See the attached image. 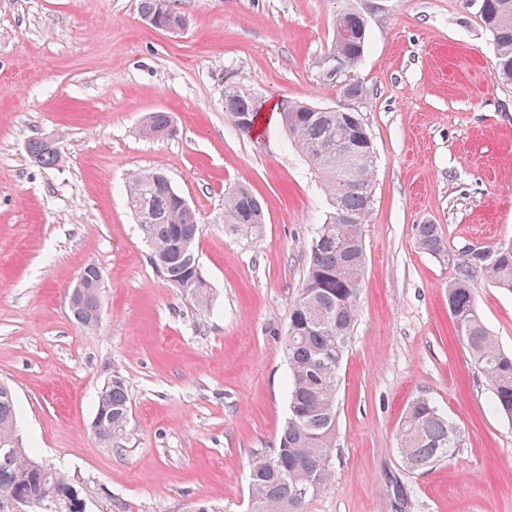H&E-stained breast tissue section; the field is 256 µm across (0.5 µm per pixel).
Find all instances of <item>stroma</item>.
Returning a JSON list of instances; mask_svg holds the SVG:
<instances>
[{
	"instance_id": "obj_1",
	"label": "stroma",
	"mask_w": 512,
	"mask_h": 512,
	"mask_svg": "<svg viewBox=\"0 0 512 512\" xmlns=\"http://www.w3.org/2000/svg\"><path fill=\"white\" fill-rule=\"evenodd\" d=\"M140 0H0V383L40 458L88 483L87 512H248L249 465L288 416L284 339L305 245L330 212L278 108L350 107L376 171L363 226L360 315L341 368L330 487L307 512H390L386 479L410 512H512V421L490 408L448 312L453 262L421 250L438 225L449 250L512 240V86L496 76L490 33L464 0H172L179 34L146 26ZM362 14L368 43L350 73L364 95L324 78L336 17ZM262 104L243 135L224 88ZM175 137L146 139L148 113ZM61 157L33 165L31 138ZM138 170L163 172L196 210L212 306L199 312L155 273L126 204ZM264 203L260 240L226 233L224 191ZM102 272L103 319L87 332L68 291ZM488 331L512 351V292L482 281ZM115 374L130 398L114 450L91 429ZM432 399L459 428L450 460L410 472L397 452L403 412Z\"/></svg>"
}]
</instances>
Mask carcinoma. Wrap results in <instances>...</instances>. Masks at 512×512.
<instances>
[{
  "instance_id": "cac0c4a2",
  "label": "carcinoma",
  "mask_w": 512,
  "mask_h": 512,
  "mask_svg": "<svg viewBox=\"0 0 512 512\" xmlns=\"http://www.w3.org/2000/svg\"><path fill=\"white\" fill-rule=\"evenodd\" d=\"M144 16L159 15L164 26L177 25L183 15L171 0H140ZM490 32L497 76L512 85V0H488L479 14ZM368 33L341 47L350 70L362 61ZM261 104L247 90L228 85L224 109L231 120H257ZM172 116L156 111L146 115L140 134L147 139L165 138ZM288 138L319 175L329 198L331 212L308 242L306 274L288 315L285 356L289 369V414L275 447L258 453L250 465L251 512H304L307 501L327 489L333 478L331 452L335 447L339 369L358 320L366 254L363 224L372 204L374 156L365 143L363 122L353 123L349 113L334 107H314L290 102L280 112ZM31 161L51 166L59 155L39 139L27 144ZM180 193L160 180V172L138 171L129 176L126 203L144 238L150 259L160 277L194 307L212 306L210 286L201 268L189 258L198 255L201 225L179 205ZM352 219L340 223L336 217ZM220 223L224 230L241 237L259 239L265 213L248 185L238 183L224 192ZM418 246L429 255L448 254V244L438 225L416 227ZM487 262L454 260L455 277L448 283V311L470 364L485 373L492 387V410L512 421V353L500 348L487 330L479 312L475 288L481 280L512 291V241L489 247ZM99 289L93 288L70 309L74 320L89 332L95 320ZM101 418L98 436L110 447L128 434L130 402L126 380L112 376L96 401ZM17 408L12 390L0 384V445H10L17 464H0V501L18 493L42 502L52 499L49 512H78L85 489L75 476L62 471L37 472L32 463L37 454L16 433ZM462 445L459 428L439 411L429 398L419 396L407 406L399 433L397 453L410 470L432 467ZM390 501L409 507L410 488L394 479Z\"/></svg>"
}]
</instances>
